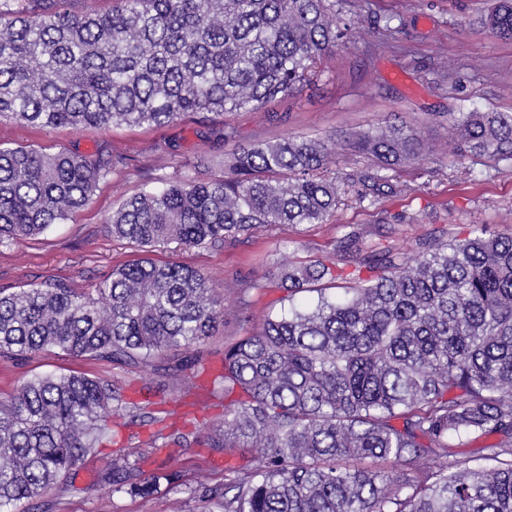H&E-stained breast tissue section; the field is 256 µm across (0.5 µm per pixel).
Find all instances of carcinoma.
<instances>
[{"label": "carcinoma", "instance_id": "cac0c4a2", "mask_svg": "<svg viewBox=\"0 0 512 512\" xmlns=\"http://www.w3.org/2000/svg\"><path fill=\"white\" fill-rule=\"evenodd\" d=\"M343 0H112L76 14L66 0H0V121L42 127L161 125L196 112L257 110L301 92L336 52ZM512 39V0L482 20ZM452 152L512 159L511 112H461ZM383 170L426 153L408 126L351 143ZM336 144L296 137L239 148L224 176L142 187L110 231L150 252L218 246L279 224H323L344 187L325 175ZM111 155L0 147V243L46 232L86 206ZM339 263L282 264L294 295L347 280L340 301L268 315L224 349V431L209 448L253 451L224 483L194 493L222 512H512V235L441 227L412 254L352 230ZM221 314L200 271L146 256L112 270L96 295L61 282L0 290V356L57 348L148 361L211 335ZM125 405L112 385L45 375L0 398V512L73 471ZM495 441L483 463L448 459V441ZM112 486L142 499L175 470L144 476L127 460Z\"/></svg>", "mask_w": 512, "mask_h": 512}]
</instances>
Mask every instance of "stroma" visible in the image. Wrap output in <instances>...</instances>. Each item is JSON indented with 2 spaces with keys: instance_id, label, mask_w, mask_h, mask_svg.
Masks as SVG:
<instances>
[{
  "instance_id": "35a3bbf8",
  "label": "stroma",
  "mask_w": 512,
  "mask_h": 512,
  "mask_svg": "<svg viewBox=\"0 0 512 512\" xmlns=\"http://www.w3.org/2000/svg\"><path fill=\"white\" fill-rule=\"evenodd\" d=\"M494 0H348L342 15L347 31L322 76L294 99H281L258 111L221 118L190 114L179 121L106 130L42 128L0 122V145L66 149L78 154L108 151L118 165L95 190L89 204L45 233L0 244V289L11 292L45 281H61L79 292L101 286L113 267L142 256L135 244L112 237L113 208L157 178L210 180L223 176L222 162L257 140L305 137L336 141L343 150L332 171L348 183L334 217L324 224H284L269 232L241 235L219 246L155 248L156 262L204 272L221 297L223 316L200 344L170 350L145 363L76 358L57 349L0 357V397L38 375L75 374L109 383L127 401L151 400L165 411L163 424L124 413L114 419V443L92 450L58 488L38 502H21L16 512H201L191 490L198 474L224 479V456L194 441L196 426L216 435L224 428V393L214 378L224 349L251 335L264 316L289 304L315 305L320 294L288 297L267 279L282 257L297 264L330 262L336 241L348 227L372 245L408 252L416 239L439 226L462 238L477 225L512 233V161L493 163L445 153L450 117L474 109L512 113V41L493 36L477 17ZM402 20L386 31V18ZM229 123L233 139L217 140L214 128ZM392 124L415 129L428 147L423 160L390 172V189L375 202H360L363 178L376 165L355 153L350 141L363 132ZM420 215L417 224H388L385 216ZM180 430L161 450L146 448L150 433ZM123 449L144 474L173 463L182 474L161 485L150 500L113 492L107 481L113 452Z\"/></svg>"
}]
</instances>
